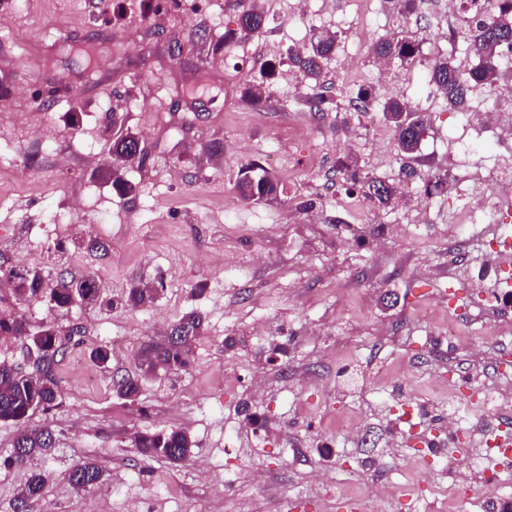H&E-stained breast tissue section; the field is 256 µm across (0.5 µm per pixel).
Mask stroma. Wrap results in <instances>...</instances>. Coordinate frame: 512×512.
<instances>
[{
  "mask_svg": "<svg viewBox=\"0 0 512 512\" xmlns=\"http://www.w3.org/2000/svg\"><path fill=\"white\" fill-rule=\"evenodd\" d=\"M236 2L0 0V164L20 170L0 181V259L92 273L112 300L57 313L16 300L0 277V312L85 329L56 368L59 405L29 420L54 430L56 445L0 467V512H13L39 470L43 512H420L427 499L439 512H481L478 495L463 507L452 498L443 464L459 442L448 417L463 401L512 396V371L494 359L496 326L512 309L473 287L468 263L449 269L447 194L424 220L405 206H351L339 156L357 154L384 177L404 163L378 113L347 122L312 112L285 83L288 48L322 28L341 47L326 85L346 90L353 73L373 74V43L392 26L381 0H309L302 14L297 0H256L265 32L228 40ZM68 44L101 50L96 71L65 59ZM227 56L249 65L225 71ZM249 82L269 85L268 103L244 100ZM385 83L383 95L404 93L431 114L422 159L449 168L466 148L489 165L512 155V143L489 136L458 141L460 115L425 65L391 64ZM115 111L149 152L129 173L133 200L96 175L110 163L101 133ZM254 161L280 179L276 199L238 197V172ZM310 198L315 208L299 210ZM86 234L107 253L74 248ZM156 275L164 290L153 304L122 305L133 277ZM452 308L465 335L453 348ZM193 310L204 334L190 369L146 378L136 402L118 398L113 377L140 375L143 343L161 338L154 315L171 324ZM100 346L109 367L91 359ZM161 429L188 433L193 456L143 459L135 433ZM83 460L104 473L91 492L69 481ZM411 482L413 495H395Z\"/></svg>",
  "mask_w": 512,
  "mask_h": 512,
  "instance_id": "stroma-1",
  "label": "stroma"
}]
</instances>
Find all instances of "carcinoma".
I'll use <instances>...</instances> for the list:
<instances>
[{
	"mask_svg": "<svg viewBox=\"0 0 512 512\" xmlns=\"http://www.w3.org/2000/svg\"><path fill=\"white\" fill-rule=\"evenodd\" d=\"M385 10L396 21L416 13L418 0H383ZM477 0H461L469 20L462 31L466 50L477 61L464 73L448 56L440 54L430 65V82L447 104L461 112L470 105L469 94H485L491 99L505 70L497 67L495 59L501 46L512 47V0H488L487 7L475 5ZM266 17L251 5H244L237 17L236 33L242 37L255 36L266 28ZM423 41L406 39L392 30L374 44V53L382 58L395 59L402 65H414L421 57ZM337 51L336 33L322 31L313 35L301 49L288 50L292 66L313 80L303 94L305 106L311 112H330L338 109L331 91L321 83L324 66ZM350 112L376 110L391 130L398 152L414 159L419 156L422 141L430 128V119L419 112L417 106L403 94L380 96L373 85H361L348 91ZM110 142L112 166L102 179L111 184L112 190L123 198H133L137 184L126 178L128 168L143 166L145 155L139 149V135L127 125L124 114L112 112V121L104 128ZM336 179L349 195L361 194L380 208H393L410 195L419 185L426 194H440L448 189V171L423 172L406 165L391 178L379 177L363 170L357 156L344 155L336 161ZM236 192L247 203H259L274 198L279 193V180L258 163L242 168L236 179ZM10 283L16 299L35 302L48 299L59 311L69 309L76 303L97 305L112 303L102 296L97 278L86 272L61 270L46 275L38 268L10 269ZM156 284L133 282L128 288L124 304L146 307L160 293ZM177 337H167L160 343H146L141 350L143 375L159 371H186L192 364L193 348L203 334V317L197 311L184 314L172 324ZM0 336H27L30 348L38 354L36 370L25 371L18 365L0 363V422L19 425L13 440L12 450L0 460L5 467L23 466L32 458L55 447L56 439L48 427L30 428L28 420L35 411H44L57 405L61 399L54 366L66 353V339L52 321L31 323L22 318L0 317ZM116 395L128 401L136 400L141 392L142 379L122 376L113 379ZM134 446L148 460H165L170 463L184 461L192 452L193 441L181 430L144 431L134 436ZM102 469L92 462L76 464L69 474L73 487L88 491L102 480ZM46 477L33 472L23 488L19 499L31 504L30 512H38L44 499Z\"/></svg>",
	"mask_w": 512,
	"mask_h": 512,
	"instance_id": "carcinoma-1",
	"label": "carcinoma"
}]
</instances>
